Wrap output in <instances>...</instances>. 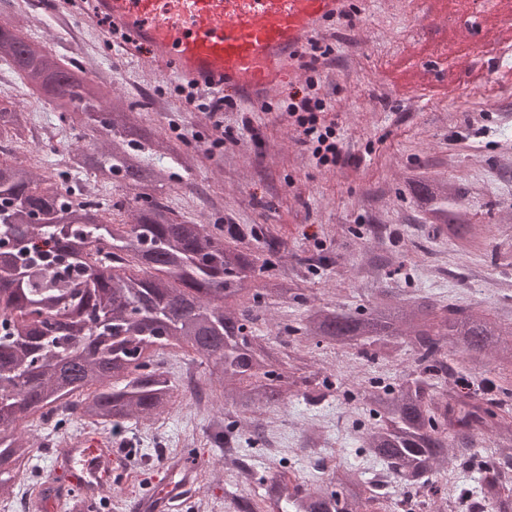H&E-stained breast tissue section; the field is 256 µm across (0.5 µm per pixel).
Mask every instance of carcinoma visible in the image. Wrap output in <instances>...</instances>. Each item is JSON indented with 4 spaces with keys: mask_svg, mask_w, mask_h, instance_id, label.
Masks as SVG:
<instances>
[{
    "mask_svg": "<svg viewBox=\"0 0 512 512\" xmlns=\"http://www.w3.org/2000/svg\"><path fill=\"white\" fill-rule=\"evenodd\" d=\"M0 63L72 131L64 168L40 172L16 157L0 158V496L11 498L26 475L33 444L19 430L36 416L60 428L79 418L114 426L170 411L175 386L155 353L178 345L206 359L205 388L262 433L263 417L286 392L313 398L306 381L284 372L302 359L275 351L273 337L296 335L310 345L356 348L367 362L389 359L396 339L413 356L411 369L381 384L371 377L362 404L375 423L361 447L390 476L374 478L340 467L325 487L306 489L283 475L262 481L237 512H387L391 489L405 499L448 491L478 502L480 512H512V322L472 308L419 296L402 305L384 296L345 310L313 304L300 286L269 274L258 281L254 252L225 231L178 215L167 201L173 169L185 166L182 145L142 126L135 104L112 93L77 61L58 55L22 29L0 24ZM31 112L0 97V145L26 141ZM132 191L104 204L87 178ZM425 222L464 250L480 248L484 230L463 219L461 189L425 176L408 180ZM125 213L117 220L113 211ZM289 299L303 311L268 331L263 298ZM499 359L495 393L481 397L484 359ZM491 435L488 460L477 468L478 437ZM470 472L451 481L445 464Z\"/></svg>",
    "mask_w": 512,
    "mask_h": 512,
    "instance_id": "carcinoma-1",
    "label": "carcinoma"
}]
</instances>
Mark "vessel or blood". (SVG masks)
<instances>
[{"instance_id": "obj_1", "label": "vessel or blood", "mask_w": 512, "mask_h": 512, "mask_svg": "<svg viewBox=\"0 0 512 512\" xmlns=\"http://www.w3.org/2000/svg\"><path fill=\"white\" fill-rule=\"evenodd\" d=\"M343 0H67L74 17L105 21L125 51L181 81L259 106L291 72L306 41L335 19ZM98 437L68 441L94 462Z\"/></svg>"}]
</instances>
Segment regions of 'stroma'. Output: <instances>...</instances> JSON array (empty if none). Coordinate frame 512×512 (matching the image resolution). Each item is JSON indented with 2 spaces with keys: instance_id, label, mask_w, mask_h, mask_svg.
Returning <instances> with one entry per match:
<instances>
[{
  "instance_id": "1",
  "label": "stroma",
  "mask_w": 512,
  "mask_h": 512,
  "mask_svg": "<svg viewBox=\"0 0 512 512\" xmlns=\"http://www.w3.org/2000/svg\"><path fill=\"white\" fill-rule=\"evenodd\" d=\"M344 8L347 18L316 37L333 53L314 70L295 66L265 107L226 103L224 126L234 139L214 153L209 117L175 94L171 75L120 47L106 48L103 29L67 19L61 0H0V22L41 37L90 75L111 80L115 93L143 104L144 124L188 153L192 186L171 192L170 207L189 219L250 228L242 244L258 254L277 238L282 248L269 257L270 272L303 285L314 303L356 308L387 288L512 314V0H345ZM310 77L350 153L345 166L315 167L283 113L289 92L305 88ZM484 79L490 88L481 87ZM0 96L26 105L35 141H47L58 125L54 113L3 64ZM416 174L462 189L465 221L490 228L481 252L463 254L432 235L407 189ZM156 358L177 385L208 376L191 351L166 347ZM358 362L352 350L307 355L301 376L329 381L328 391L316 403L287 399L268 418L271 448L238 444L237 461L257 478L271 477L273 464L285 462L305 486L339 464L367 470L350 435L361 387L344 376ZM234 412L219 399L206 409L189 400L161 418L95 432L130 458L132 476L113 487L108 512H136L144 494H161L178 481L176 458L189 459L198 474L185 512H234L235 497L252 488L206 438L211 419ZM313 422L324 426L326 447L304 448L303 432ZM89 433L77 420L54 434L34 425V478L14 500H0V512H19L37 483L69 486L73 474L61 444Z\"/></svg>"
}]
</instances>
